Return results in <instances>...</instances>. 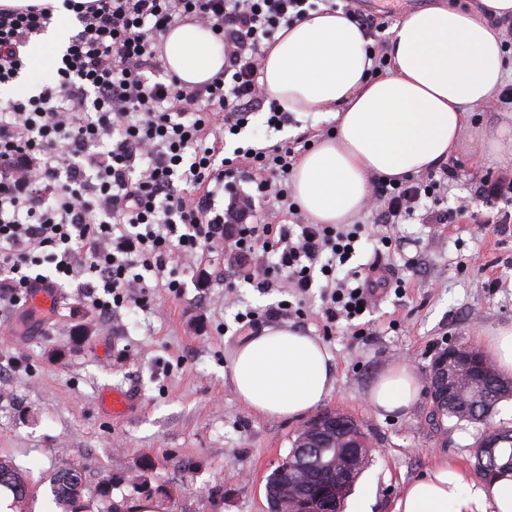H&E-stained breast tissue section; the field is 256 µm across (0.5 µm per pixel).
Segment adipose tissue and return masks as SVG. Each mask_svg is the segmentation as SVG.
Instances as JSON below:
<instances>
[{
	"instance_id": "adipose-tissue-1",
	"label": "adipose tissue",
	"mask_w": 512,
	"mask_h": 512,
	"mask_svg": "<svg viewBox=\"0 0 512 512\" xmlns=\"http://www.w3.org/2000/svg\"><path fill=\"white\" fill-rule=\"evenodd\" d=\"M46 31L27 48L30 70L60 53L58 33L76 14L63 0ZM478 10L437 6L411 10L391 31L389 75L370 79L362 30L327 8L280 30L260 59V82L288 112H322L337 124L334 138L303 155L292 176L302 210L319 224H345L370 203L373 178L419 174L473 148L491 167L512 166V130L465 139L471 108H492L503 84L501 42L512 0H480ZM501 19L492 27L490 17ZM169 71L182 82L209 81L224 67V43L209 28L181 23L164 39ZM333 357L319 340L287 327L266 328L237 350L231 380L253 411L295 417L336 387ZM418 395L412 369L382 374L369 394L379 415L406 412ZM394 512H512V475L475 481L444 462L409 483Z\"/></svg>"
}]
</instances>
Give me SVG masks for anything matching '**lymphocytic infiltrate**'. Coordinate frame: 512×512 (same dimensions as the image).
I'll list each match as a JSON object with an SVG mask.
<instances>
[{
	"mask_svg": "<svg viewBox=\"0 0 512 512\" xmlns=\"http://www.w3.org/2000/svg\"><path fill=\"white\" fill-rule=\"evenodd\" d=\"M343 0V13L370 39L371 75L388 72L384 17ZM80 23L38 94L0 106V305L21 303L35 285L81 281L107 324L119 308L149 301L146 274L166 279L169 263L192 269L199 252L229 243L224 285L243 282L286 298L264 313L239 316L252 330L261 321L304 322L312 288H320L325 334L371 308L378 291L405 289L404 278L382 273L384 252L404 243L393 225L425 208L430 224H457L468 208L444 207L455 164L402 179L374 178L372 221L316 224L294 200L289 177L311 131L270 147H238L225 156L227 133L267 112L277 130L291 113L268 102L259 83L260 59L280 28L306 19L312 0H66ZM52 19L51 6L0 7V85L26 67L25 49ZM209 28L225 47L224 68L189 86L168 72L163 39L175 25ZM243 177L254 191L226 190ZM228 192L216 210L220 192ZM430 207H423V200ZM268 208L259 215L258 205ZM373 257L338 277L360 241ZM46 253L55 276L28 275L35 251Z\"/></svg>",
	"mask_w": 512,
	"mask_h": 512,
	"instance_id": "f902f5d3",
	"label": "lymphocytic infiltrate"
}]
</instances>
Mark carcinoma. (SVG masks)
I'll list each match as a JSON object with an SVG mask.
<instances>
[{"label":"carcinoma","mask_w":512,"mask_h":512,"mask_svg":"<svg viewBox=\"0 0 512 512\" xmlns=\"http://www.w3.org/2000/svg\"><path fill=\"white\" fill-rule=\"evenodd\" d=\"M469 352L484 361L485 369L472 387L463 393L460 403L444 402L439 407H432L430 421L440 427L443 419H455L459 422L486 423L495 412L497 404L512 398V379L501 376L494 366L484 360L482 352L473 347ZM492 438L494 447L485 448L487 438ZM294 465L291 473L297 475L300 482L290 486L291 495L300 499L311 500L320 490L333 488L339 504L354 491L355 484L371 459L368 443L362 444V455L351 474L338 478L322 466L319 457L311 455V449H302L298 441H293L290 451ZM474 468L480 478L487 480L505 472H512V429L488 428L481 432L474 444ZM50 490L62 512H121L124 506L112 501V479L101 481L96 493L85 497L87 479L84 466L76 462L62 461L49 476ZM12 494L11 512H31L30 504L35 499L36 486L32 485L27 475L9 458H0V488ZM282 479L271 474L266 483V500L269 512H280L285 508L282 500Z\"/></svg>","instance_id":"cac0c4a2"}]
</instances>
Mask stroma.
<instances>
[{
    "label": "stroma",
    "mask_w": 512,
    "mask_h": 512,
    "mask_svg": "<svg viewBox=\"0 0 512 512\" xmlns=\"http://www.w3.org/2000/svg\"><path fill=\"white\" fill-rule=\"evenodd\" d=\"M330 125L310 113L276 131L260 112L240 135L227 137L226 147H271ZM456 160L448 205L466 202L480 211L471 189L487 169L469 152ZM396 232L407 244L395 266L413 257L419 270L408 275L405 296L380 295L361 316L369 335H353L344 321L324 335L319 289L305 305L303 331L321 340L336 368V387L321 408L355 417L372 446L356 484L372 488L370 512H393L405 486L441 460L473 473L483 426L447 418L442 429L431 428L425 389L432 362L448 345L479 348L512 324V228L495 234L477 223L426 224L417 216ZM177 277L180 294L153 289L146 307L121 308L106 326L73 281L49 308L0 309V456L39 481L34 512L51 502L47 477L63 459L84 464L88 489L109 474L113 500L137 504L145 455L155 462V512H267V478L310 417L249 409L236 397L230 367L243 342L236 314L275 306L283 295L245 283L225 287L220 267ZM491 278L498 287H487ZM403 362L419 381L418 397L406 413L378 416L370 388ZM117 391L131 395L127 411H113Z\"/></svg>",
    "instance_id": "35a3bbf8"
}]
</instances>
